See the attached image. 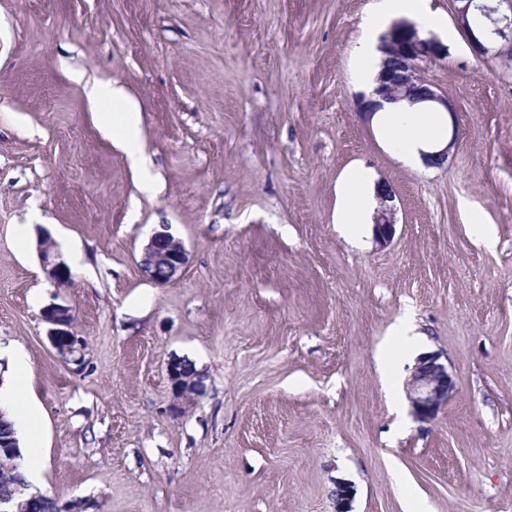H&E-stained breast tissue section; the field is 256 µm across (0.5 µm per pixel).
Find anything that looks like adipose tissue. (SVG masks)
Listing matches in <instances>:
<instances>
[{
	"label": "adipose tissue",
	"mask_w": 512,
	"mask_h": 512,
	"mask_svg": "<svg viewBox=\"0 0 512 512\" xmlns=\"http://www.w3.org/2000/svg\"><path fill=\"white\" fill-rule=\"evenodd\" d=\"M407 16L416 20L424 30H431L432 17L428 0H381L377 10L363 23V35L355 50V68L358 80L367 89H374L382 69L383 56L378 49L377 35L391 19ZM91 107L111 105L112 137L123 149L133 170L143 173L142 185L146 191L156 189L152 178L146 177V159L141 151L139 110L125 90L111 83H92L86 90ZM385 123L404 149V160L410 165L422 164L423 151L429 150L433 137L427 118L408 110L401 104H386L376 116ZM375 194L374 184L358 176L350 177L344 189L341 223L350 233H357L363 222L366 204ZM11 372L0 382V410L4 411L15 429L21 445L20 470L32 485L42 481L40 406L28 396L31 368L27 355L18 348L11 349Z\"/></svg>",
	"instance_id": "obj_1"
}]
</instances>
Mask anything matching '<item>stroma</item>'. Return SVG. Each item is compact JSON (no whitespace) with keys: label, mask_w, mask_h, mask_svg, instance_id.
Wrapping results in <instances>:
<instances>
[{"label":"stroma","mask_w":512,"mask_h":512,"mask_svg":"<svg viewBox=\"0 0 512 512\" xmlns=\"http://www.w3.org/2000/svg\"><path fill=\"white\" fill-rule=\"evenodd\" d=\"M376 2L0 0V345L29 358L58 505L336 512L342 479L352 512H512V61L477 57L430 0L448 55L422 74L460 143L408 165L358 113ZM94 81L138 102L157 191L104 132L111 106L91 110ZM354 168L395 191L386 246L336 222ZM163 224L187 263L162 285L140 259ZM51 304L74 310L80 360L52 346ZM405 318L415 342L393 334ZM424 353L456 382L428 421L404 392ZM175 358L205 375L180 407ZM39 248L43 267L48 277L55 282H61L63 279L67 278V268L61 262L57 261L55 243L50 236H45L40 241Z\"/></svg>","instance_id":"obj_1"}]
</instances>
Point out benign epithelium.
<instances>
[{"instance_id":"benign-epithelium-1","label":"benign epithelium","mask_w":512,"mask_h":512,"mask_svg":"<svg viewBox=\"0 0 512 512\" xmlns=\"http://www.w3.org/2000/svg\"><path fill=\"white\" fill-rule=\"evenodd\" d=\"M452 4L456 27L476 56L512 59V0H452ZM380 49L386 65L382 66L378 85L374 89L377 99L363 98L359 101L363 121L371 123L385 103L422 105L447 114L446 145L422 153L426 165L443 167L459 141L457 110L447 95L422 77L421 63L446 56L447 48L437 38L421 34L413 23L402 20L394 23L381 37ZM394 198L389 183L378 184L373 233L381 246L390 243L395 234L397 220ZM39 248L48 277L55 282L67 278V268L57 261L55 243L51 237H44ZM186 261L187 253L183 244L163 224L145 245L140 267L151 280L166 284L177 276ZM43 319L51 325L48 335L59 353L78 351L80 340L73 331L74 314L70 307L52 304L43 310ZM167 374L173 396L182 402L190 403L204 391L203 377L189 374L178 361L168 365ZM453 388L448 367L439 362V357L433 354L421 356L405 381L412 414L418 420L432 419L448 401ZM335 497L336 512H351L353 491L348 483L336 482Z\"/></svg>"}]
</instances>
